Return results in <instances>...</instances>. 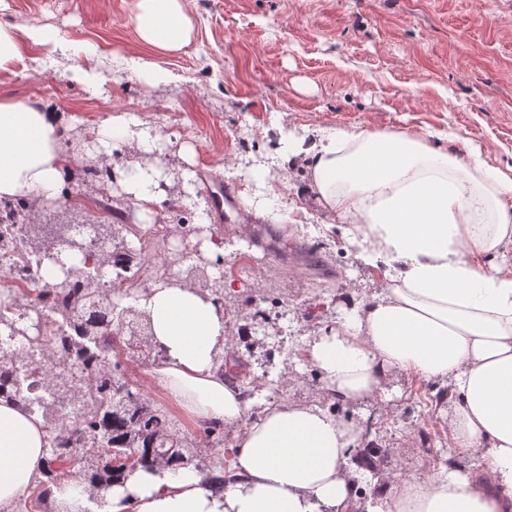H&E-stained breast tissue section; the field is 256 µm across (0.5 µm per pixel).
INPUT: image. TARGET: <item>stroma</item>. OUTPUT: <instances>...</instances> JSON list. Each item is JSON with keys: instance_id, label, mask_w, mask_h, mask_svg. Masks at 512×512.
Masks as SVG:
<instances>
[{"instance_id": "stroma-1", "label": "stroma", "mask_w": 512, "mask_h": 512, "mask_svg": "<svg viewBox=\"0 0 512 512\" xmlns=\"http://www.w3.org/2000/svg\"><path fill=\"white\" fill-rule=\"evenodd\" d=\"M195 37L177 56L156 62L165 80L152 86L131 76L148 56L133 22L134 0H0V22L60 35L56 50L25 43L23 60L0 72V95L39 101L64 113L67 160L75 177L66 201L27 204L25 221L40 242L61 224H115V245L136 250L130 274L137 290L155 277L191 287L225 277V364L242 367L233 385L251 399L265 379L277 403H317L335 418L359 422L356 455L364 478L359 503L402 482L433 478L438 462L463 468L467 456L451 439L444 386L393 373L390 398L342 406L330 402L308 361L314 336L336 321L338 305L376 288L378 273L357 256L334 214L309 193L295 194L305 172L287 167L288 137L313 145L334 129L418 134L448 130L512 177V0H188ZM139 116L166 145L164 198L137 206L116 171L102 166L95 143L113 114ZM265 171L268 187L249 184L226 160ZM231 184L224 222L208 188ZM295 203L305 225L280 228L276 217ZM167 227L161 250L141 249L142 227ZM250 275H239L240 266ZM136 383L181 437L196 442L188 421L150 380V370L121 358Z\"/></svg>"}]
</instances>
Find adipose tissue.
I'll use <instances>...</instances> for the list:
<instances>
[{"instance_id":"obj_1","label":"adipose tissue","mask_w":512,"mask_h":512,"mask_svg":"<svg viewBox=\"0 0 512 512\" xmlns=\"http://www.w3.org/2000/svg\"><path fill=\"white\" fill-rule=\"evenodd\" d=\"M134 24L163 56L193 37L185 0H135ZM65 122L44 104L0 96V199L64 197ZM455 138L338 129L292 150L359 258L384 270L370 298L341 304L335 328L308 345L329 398L362 404L385 393L393 370L452 385L450 433L472 459L393 487L367 512H512V267L498 260L512 240V179L479 152L449 151ZM138 306L165 352L153 383L191 422L236 426L232 479L215 492L190 468L139 470L105 490L104 512H352L357 423L316 403L249 420L248 401L214 362L226 342L216 298L159 282ZM46 444L43 417L0 398V512L32 487Z\"/></svg>"}]
</instances>
